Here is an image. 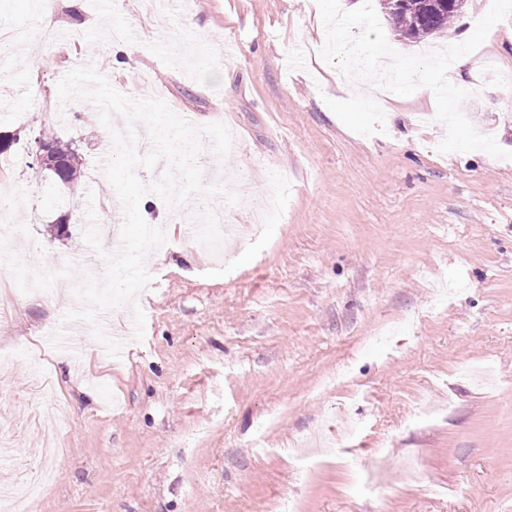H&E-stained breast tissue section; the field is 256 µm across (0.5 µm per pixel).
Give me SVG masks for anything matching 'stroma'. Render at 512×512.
<instances>
[{
	"label": "stroma",
	"mask_w": 512,
	"mask_h": 512,
	"mask_svg": "<svg viewBox=\"0 0 512 512\" xmlns=\"http://www.w3.org/2000/svg\"><path fill=\"white\" fill-rule=\"evenodd\" d=\"M490 4L417 43L379 20L396 51L422 53L465 40ZM324 40L314 0H56L47 17L0 0V135L17 138L0 170V439L33 477L16 512H512V17L449 77L507 159L439 152L444 125L418 122L430 89L365 103ZM79 64L233 133L230 249L198 243L201 197L140 203L171 245L146 263L143 340L133 306L102 316L123 360L61 321L69 288L106 270L83 238L86 194L116 195L104 125L59 106ZM41 132L79 152L68 186L32 179ZM282 170L284 212L252 234Z\"/></svg>",
	"instance_id": "35a3bbf8"
}]
</instances>
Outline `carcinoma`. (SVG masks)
Here are the masks:
<instances>
[{
    "instance_id": "obj_1",
    "label": "carcinoma",
    "mask_w": 512,
    "mask_h": 512,
    "mask_svg": "<svg viewBox=\"0 0 512 512\" xmlns=\"http://www.w3.org/2000/svg\"><path fill=\"white\" fill-rule=\"evenodd\" d=\"M440 0H384L385 14L398 28L401 36L411 42H420L448 30L462 9L448 11L434 7ZM52 147V156L61 164L67 182L74 181L81 172V157L67 142L46 138Z\"/></svg>"
}]
</instances>
